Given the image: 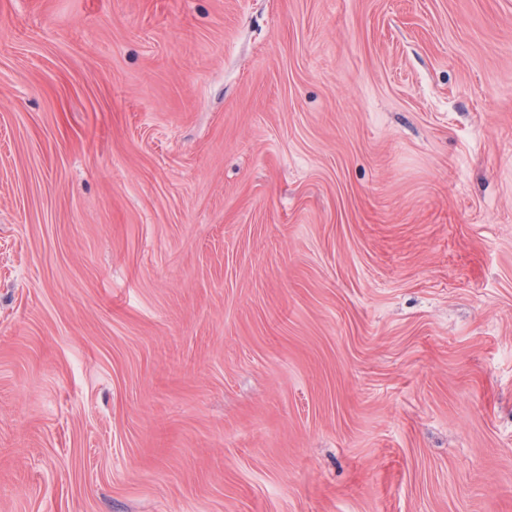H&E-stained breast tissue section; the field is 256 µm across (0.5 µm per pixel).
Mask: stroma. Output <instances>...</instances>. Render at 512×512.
Returning <instances> with one entry per match:
<instances>
[{"label":"stroma","mask_w":512,"mask_h":512,"mask_svg":"<svg viewBox=\"0 0 512 512\" xmlns=\"http://www.w3.org/2000/svg\"><path fill=\"white\" fill-rule=\"evenodd\" d=\"M0 512H512V0H0Z\"/></svg>","instance_id":"1"}]
</instances>
